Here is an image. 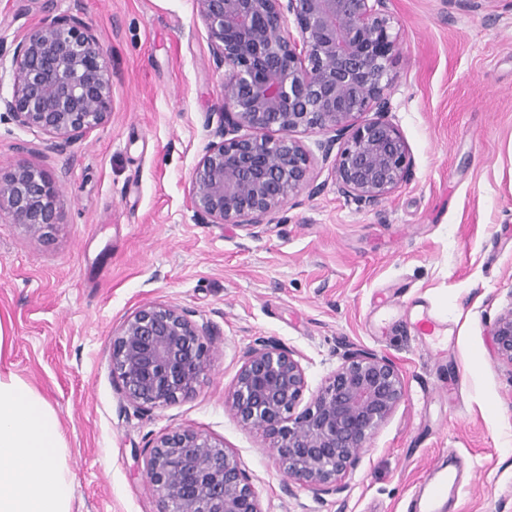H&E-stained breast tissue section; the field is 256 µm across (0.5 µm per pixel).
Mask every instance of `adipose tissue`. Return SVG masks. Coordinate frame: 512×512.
Returning <instances> with one entry per match:
<instances>
[{
	"label": "adipose tissue",
	"instance_id": "1",
	"mask_svg": "<svg viewBox=\"0 0 512 512\" xmlns=\"http://www.w3.org/2000/svg\"><path fill=\"white\" fill-rule=\"evenodd\" d=\"M60 419L43 397L0 373V512H71Z\"/></svg>",
	"mask_w": 512,
	"mask_h": 512
}]
</instances>
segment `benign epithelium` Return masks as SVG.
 <instances>
[{
  "label": "benign epithelium",
  "instance_id": "1",
  "mask_svg": "<svg viewBox=\"0 0 512 512\" xmlns=\"http://www.w3.org/2000/svg\"><path fill=\"white\" fill-rule=\"evenodd\" d=\"M217 65L224 111L192 179V202L207 224H236L257 239L269 217L315 192L310 151L299 133L322 136L337 191L376 205L404 183L412 157L384 90L400 55L387 0H193ZM10 95L0 112L64 147L112 114V67L89 25L60 14L12 51ZM375 117L361 122L358 117ZM277 128L278 138L255 130ZM59 188L43 170L0 168V212L40 235L57 223ZM494 351L512 367V303L486 325ZM211 332L171 304H146L112 336V370L141 408L192 395L209 357ZM301 356L259 339L243 356L225 405L271 441L290 491L315 499L343 493L362 450L405 398L395 364L371 350L349 351L310 402ZM159 512H264L236 455L191 428L158 437L145 461Z\"/></svg>",
  "mask_w": 512,
  "mask_h": 512
}]
</instances>
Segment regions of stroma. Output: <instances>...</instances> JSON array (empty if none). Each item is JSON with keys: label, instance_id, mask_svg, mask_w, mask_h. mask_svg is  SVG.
<instances>
[{"label": "stroma", "instance_id": "1", "mask_svg": "<svg viewBox=\"0 0 512 512\" xmlns=\"http://www.w3.org/2000/svg\"><path fill=\"white\" fill-rule=\"evenodd\" d=\"M18 6L0 0L1 46L73 13L112 64L110 120L67 147L0 119V166L42 169L60 189L44 235L0 216V370L58 414L72 512H158L144 460L178 427L232 451L265 512H409L452 455V512H512V367L485 326L512 301V0H389L402 46L385 93L410 179L358 204L337 192L317 134L302 135L318 191L257 239L192 206L206 123L224 109L193 0ZM150 303L193 311L213 352L191 396L141 411L112 373V336ZM424 313L446 326L427 346L411 328ZM262 336L302 355L312 392L356 348L404 379L349 491L324 503L284 493L269 440L224 405Z\"/></svg>", "mask_w": 512, "mask_h": 512}]
</instances>
